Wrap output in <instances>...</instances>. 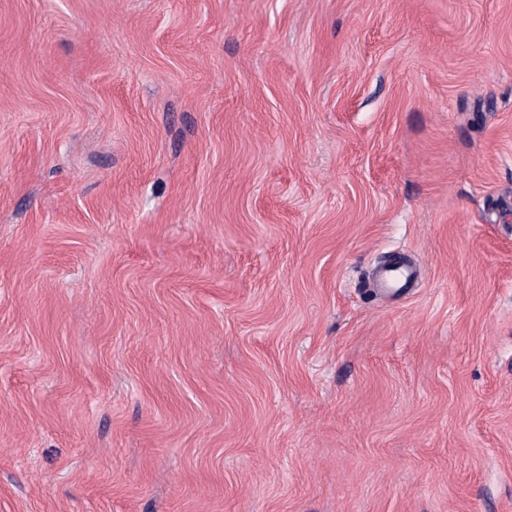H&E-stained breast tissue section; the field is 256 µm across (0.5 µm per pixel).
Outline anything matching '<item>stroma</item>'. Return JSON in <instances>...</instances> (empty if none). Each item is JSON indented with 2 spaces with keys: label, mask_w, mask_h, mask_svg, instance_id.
<instances>
[{
  "label": "stroma",
  "mask_w": 512,
  "mask_h": 512,
  "mask_svg": "<svg viewBox=\"0 0 512 512\" xmlns=\"http://www.w3.org/2000/svg\"><path fill=\"white\" fill-rule=\"evenodd\" d=\"M0 512H512V0H0ZM415 273L411 268L401 266L394 270H384L380 276L381 285L385 288L405 290L411 288Z\"/></svg>",
  "instance_id": "obj_1"
}]
</instances>
